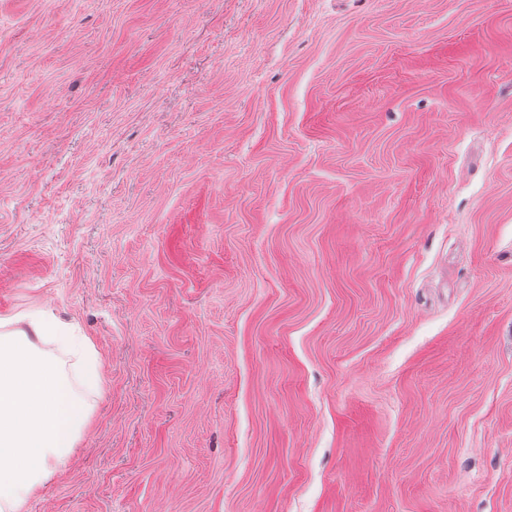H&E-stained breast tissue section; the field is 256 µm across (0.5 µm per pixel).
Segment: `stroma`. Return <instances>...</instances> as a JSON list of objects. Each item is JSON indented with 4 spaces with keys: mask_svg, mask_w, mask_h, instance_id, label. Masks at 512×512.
Returning a JSON list of instances; mask_svg holds the SVG:
<instances>
[{
    "mask_svg": "<svg viewBox=\"0 0 512 512\" xmlns=\"http://www.w3.org/2000/svg\"><path fill=\"white\" fill-rule=\"evenodd\" d=\"M0 293L24 512H512V0H0ZM44 344L82 360L94 391L103 383L93 344L74 328L41 310L0 317L1 512H20L65 465L91 411Z\"/></svg>",
    "mask_w": 512,
    "mask_h": 512,
    "instance_id": "stroma-1",
    "label": "stroma"
}]
</instances>
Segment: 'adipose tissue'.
I'll use <instances>...</instances> for the list:
<instances>
[{
  "mask_svg": "<svg viewBox=\"0 0 512 512\" xmlns=\"http://www.w3.org/2000/svg\"><path fill=\"white\" fill-rule=\"evenodd\" d=\"M56 345L83 362V378H103L92 343L44 311L0 317V512H21L65 465L91 407L73 390Z\"/></svg>",
  "mask_w": 512,
  "mask_h": 512,
  "instance_id": "obj_1",
  "label": "adipose tissue"
}]
</instances>
